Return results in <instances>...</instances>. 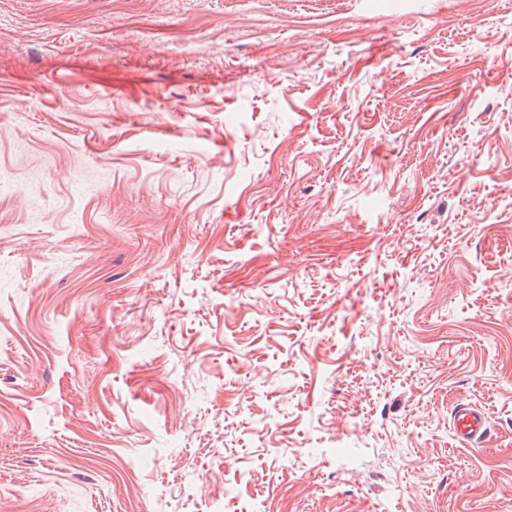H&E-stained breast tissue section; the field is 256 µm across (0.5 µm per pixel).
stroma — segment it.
<instances>
[{
    "label": "stroma",
    "instance_id": "35a3bbf8",
    "mask_svg": "<svg viewBox=\"0 0 512 512\" xmlns=\"http://www.w3.org/2000/svg\"><path fill=\"white\" fill-rule=\"evenodd\" d=\"M0 512H512V0H0ZM453 426L457 438L472 447H483L489 438L485 413L471 403L460 401L452 410Z\"/></svg>",
    "mask_w": 512,
    "mask_h": 512
}]
</instances>
